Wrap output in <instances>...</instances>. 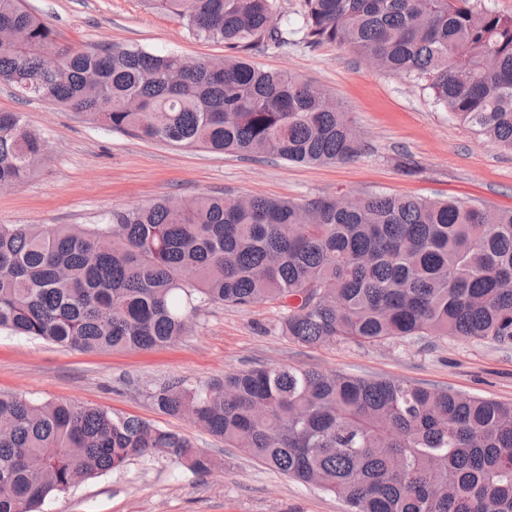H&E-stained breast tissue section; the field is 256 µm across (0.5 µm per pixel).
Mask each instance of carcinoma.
I'll list each match as a JSON object with an SVG mask.
<instances>
[{"label":"carcinoma","instance_id":"1","mask_svg":"<svg viewBox=\"0 0 512 512\" xmlns=\"http://www.w3.org/2000/svg\"><path fill=\"white\" fill-rule=\"evenodd\" d=\"M236 50L169 82L179 55L84 50L21 0H0V83L25 100L185 147L336 164L361 153L342 104L247 60L288 46L277 0H143ZM303 42L335 43L430 91L512 153V14L472 0H303ZM20 112H0V186L45 157ZM283 310L314 346L456 336L512 344V210L401 195L300 201L200 194L114 212L103 224H0V332L87 352L177 342L213 304ZM164 413L350 512H512V403L388 379L264 366L152 393ZM195 473L214 460L134 416L0 394V512L137 459Z\"/></svg>","mask_w":512,"mask_h":512}]
</instances>
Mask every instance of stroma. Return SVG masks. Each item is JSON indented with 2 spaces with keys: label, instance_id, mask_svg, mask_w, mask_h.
<instances>
[{
  "label": "stroma",
  "instance_id": "obj_1",
  "mask_svg": "<svg viewBox=\"0 0 512 512\" xmlns=\"http://www.w3.org/2000/svg\"><path fill=\"white\" fill-rule=\"evenodd\" d=\"M52 25L60 44L134 46L192 59L229 55L177 18L142 0H24ZM260 68L296 75L327 91L362 139L347 163L308 166L182 148L113 132L83 114L19 101L0 84V111L23 113L47 141L32 180L0 191V224H100L116 211L165 196L204 192L292 200L371 192L454 198L512 208V153L479 138L406 78L382 73L336 44L249 52ZM274 303L212 305L187 336L152 351L86 353L0 333V393L62 400L132 415L174 430L215 461L200 475L167 459L136 460L46 500L43 512H349L318 486L286 477L231 448L186 417L162 413L152 389L261 366L404 380L512 403V345L460 337L391 339L309 347L282 336Z\"/></svg>",
  "mask_w": 512,
  "mask_h": 512
}]
</instances>
